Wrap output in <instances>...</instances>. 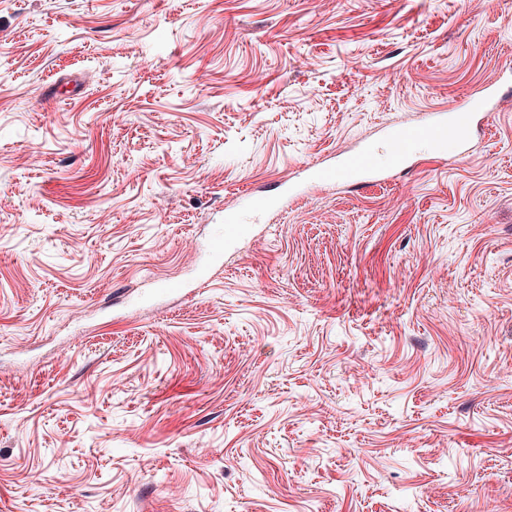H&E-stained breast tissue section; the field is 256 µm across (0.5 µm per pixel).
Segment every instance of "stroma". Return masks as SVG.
I'll list each match as a JSON object with an SVG mask.
<instances>
[{"mask_svg":"<svg viewBox=\"0 0 512 512\" xmlns=\"http://www.w3.org/2000/svg\"><path fill=\"white\" fill-rule=\"evenodd\" d=\"M509 70L512 0H0V512H512V86L302 172ZM499 92L498 81L483 87L451 109L447 119L443 116L444 114H435V118L424 127L423 131L388 129L387 137L393 144V150L387 168L401 166L408 156V142L417 138H431L446 147L448 144H454L462 155L475 116L481 111L494 109L499 101ZM377 168L373 151L368 148L360 152L348 154L336 164L321 165L315 169L307 168L309 179L313 182L327 180H351L355 177L370 174Z\"/></svg>","mask_w":512,"mask_h":512,"instance_id":"1","label":"stroma"}]
</instances>
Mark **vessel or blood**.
<instances>
[{
  "mask_svg": "<svg viewBox=\"0 0 512 512\" xmlns=\"http://www.w3.org/2000/svg\"><path fill=\"white\" fill-rule=\"evenodd\" d=\"M499 92V83H491L458 103L449 114H436L435 118L424 127L423 137L445 145L452 144L459 149L464 148L475 116L483 111L494 109L499 101ZM387 137L393 144L388 165L392 168L399 167L408 156V143L413 140L414 135L409 131L391 129L388 130ZM376 167L377 161L373 151L365 149L346 155L335 164L312 169L309 178L314 182L350 180L372 173Z\"/></svg>",
  "mask_w": 512,
  "mask_h": 512,
  "instance_id": "b4317fda",
  "label": "vessel or blood"
}]
</instances>
